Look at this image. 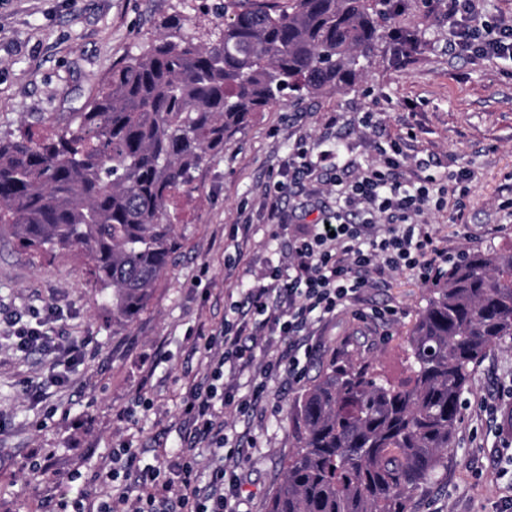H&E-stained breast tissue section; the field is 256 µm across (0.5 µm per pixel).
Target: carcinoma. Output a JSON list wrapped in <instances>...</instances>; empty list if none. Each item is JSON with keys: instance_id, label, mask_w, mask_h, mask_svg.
I'll use <instances>...</instances> for the list:
<instances>
[{"instance_id": "cac0c4a2", "label": "carcinoma", "mask_w": 512, "mask_h": 512, "mask_svg": "<svg viewBox=\"0 0 512 512\" xmlns=\"http://www.w3.org/2000/svg\"><path fill=\"white\" fill-rule=\"evenodd\" d=\"M387 0H224L201 34L177 18L52 132L0 136V230L32 255L76 248L88 281L133 322L179 247L170 206L192 173L285 91L350 86ZM512 339V249L439 273L408 332L407 375L332 362L288 410L294 446L267 512H409L448 464L462 396Z\"/></svg>"}]
</instances>
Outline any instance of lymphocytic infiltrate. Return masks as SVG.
<instances>
[{"instance_id": "f902f5d3", "label": "lymphocytic infiltrate", "mask_w": 512, "mask_h": 512, "mask_svg": "<svg viewBox=\"0 0 512 512\" xmlns=\"http://www.w3.org/2000/svg\"><path fill=\"white\" fill-rule=\"evenodd\" d=\"M448 20L453 28L449 52L512 57V23L483 20L479 0H448ZM316 159L335 169L333 184L341 189V203L321 211L310 231L296 239L286 266L264 269L244 289V302L257 313L256 321L228 323L216 334L195 336L204 369L185 403L192 430L182 449L145 465L131 444H123L115 452L120 469L97 473L92 487H79L74 497L58 499L56 512H118L122 504L128 512H236L238 476L218 467L203 485L197 469V449L217 454L228 443L219 423L224 412L246 415L256 410L269 382L281 373L300 381L295 351L312 322L335 316L364 290L400 272L413 271L427 280L447 264L448 252L436 245L425 220L427 214L443 210L447 200L428 177L402 186L404 153L397 143L379 162L351 170L338 164L336 153L299 141L288 158L287 181L277 183L268 197V223L284 227L282 203L290 184L311 171ZM376 215L387 220L383 231L375 229ZM49 320V315L30 310L9 318L8 325L13 348L48 356L51 376L61 383L71 365L83 359L85 346L49 335ZM262 336L274 352L260 361L255 348ZM247 373L253 389L242 397L236 381ZM122 475L136 480L135 499H128L119 484Z\"/></svg>"}]
</instances>
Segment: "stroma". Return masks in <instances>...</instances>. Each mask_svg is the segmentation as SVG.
<instances>
[{
    "label": "stroma",
    "instance_id": "obj_1",
    "mask_svg": "<svg viewBox=\"0 0 512 512\" xmlns=\"http://www.w3.org/2000/svg\"><path fill=\"white\" fill-rule=\"evenodd\" d=\"M224 0H0V135L28 125L64 124L102 87L113 68L155 39L177 15L187 30L218 23ZM388 35L354 85L314 97L285 99L256 113L193 174L191 193L177 197L171 215L181 247L154 285L147 309L127 325L113 322L86 283L79 251L32 257L0 232V512H45L49 499L74 491V474L90 476L123 442L153 465L183 444L187 379L201 373L190 334L224 324L242 301L252 270L278 263L292 225L312 223L336 203L322 166L294 184L283 202L291 227L271 238L266 191L288 178V156L299 137L330 148L343 164L368 165L390 139L407 138L406 165L446 186L449 170L473 174L462 222L452 208L429 222L438 245L458 255L512 248V60L448 53V19L439 0H401L382 21ZM411 36L406 45L391 30ZM373 112L379 135L360 122ZM430 282L405 272L361 294L336 316L314 322L299 351L300 382L270 383L257 413H225L242 454L225 458L243 483L238 512H266L284 479L292 448L288 404L316 383L330 362L366 363L392 380L405 376V336L430 294ZM393 308L391 321L373 308ZM54 309V335L90 338L67 384L52 382L49 361L12 348L8 313ZM30 380L40 396L20 392ZM512 339L493 346L470 377L465 404L448 450V466L410 493L411 512H502L512 502ZM51 454L48 473L30 469L34 454Z\"/></svg>",
    "mask_w": 512,
    "mask_h": 512
}]
</instances>
